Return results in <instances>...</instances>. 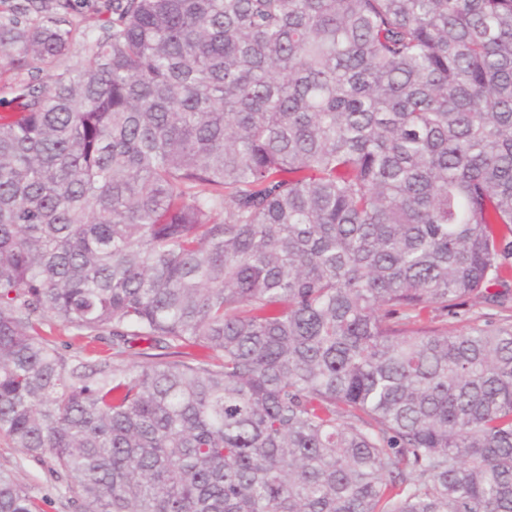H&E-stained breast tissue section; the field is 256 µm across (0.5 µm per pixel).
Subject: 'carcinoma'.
Masks as SVG:
<instances>
[{
  "label": "carcinoma",
  "mask_w": 512,
  "mask_h": 512,
  "mask_svg": "<svg viewBox=\"0 0 512 512\" xmlns=\"http://www.w3.org/2000/svg\"><path fill=\"white\" fill-rule=\"evenodd\" d=\"M47 11H0V436L77 512H512V316L448 328L512 310V0H112L62 71ZM15 83L16 75L0 58V113L16 110V103L13 102Z\"/></svg>",
  "instance_id": "obj_1"
}]
</instances>
